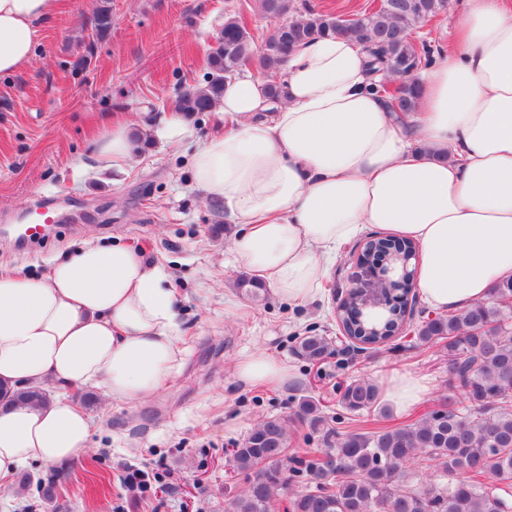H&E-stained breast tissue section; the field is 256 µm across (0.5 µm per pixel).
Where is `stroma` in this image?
<instances>
[{"label": "stroma", "mask_w": 512, "mask_h": 512, "mask_svg": "<svg viewBox=\"0 0 512 512\" xmlns=\"http://www.w3.org/2000/svg\"><path fill=\"white\" fill-rule=\"evenodd\" d=\"M97 2L55 0L35 59L0 78V270L44 274L86 241L142 249L175 294L182 366L157 396L132 406L70 392L92 416L95 449L56 469L25 468L30 484L0 490V512H224L244 487L227 466L234 444L260 419L288 417L294 398L333 404L354 376L396 369L428 378L433 408L447 392L444 351L412 347L403 335L357 352L342 335L336 294L349 286L354 243L340 248L315 301L292 303L270 287L256 304L237 292L243 269L219 231L224 209L195 190L189 167L195 149L223 132L219 113L194 117L183 140L150 136L123 168L94 161L101 119L159 125L160 105L180 86L203 83L224 11L241 0H112V32L78 69V41ZM43 202L59 223L39 243L18 241L19 218ZM308 329L336 340L335 354L315 367L294 349ZM258 348L291 366L286 384L236 380L234 359ZM132 471L134 491L124 482ZM51 479L48 503L39 486Z\"/></svg>", "instance_id": "35a3bbf8"}]
</instances>
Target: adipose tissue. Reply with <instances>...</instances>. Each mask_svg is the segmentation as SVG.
<instances>
[{
  "label": "adipose tissue",
  "instance_id": "obj_1",
  "mask_svg": "<svg viewBox=\"0 0 512 512\" xmlns=\"http://www.w3.org/2000/svg\"><path fill=\"white\" fill-rule=\"evenodd\" d=\"M52 0H0V77L35 58ZM366 49L326 36L296 48L277 79L241 73L216 110L224 133L191 156L192 181L239 230L232 252L295 302L316 299L329 264L367 226L416 243V286L445 313L512 277V0H461L453 37L415 79L421 96L397 116L372 91ZM125 123L103 120L95 158L130 164ZM163 271L126 243L84 244L42 276L0 271V388L52 386L40 406L0 403V488L32 462L85 456L92 418L66 393L96 387L135 404L161 392L181 360ZM237 380L278 386L291 368L264 350L239 355ZM388 402L424 403L427 381L383 376Z\"/></svg>",
  "mask_w": 512,
  "mask_h": 512
}]
</instances>
